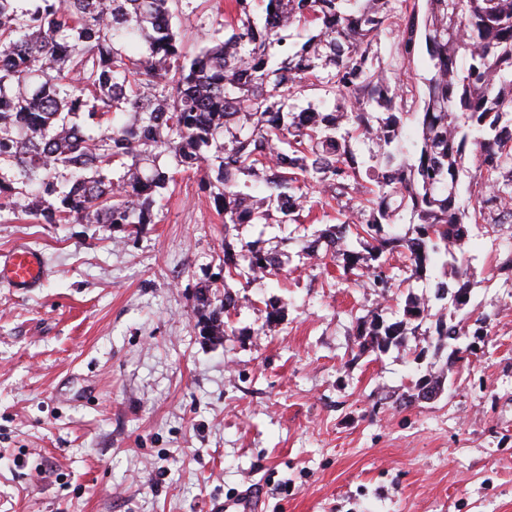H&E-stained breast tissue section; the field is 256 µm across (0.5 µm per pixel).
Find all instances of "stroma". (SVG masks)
Listing matches in <instances>:
<instances>
[{
  "instance_id": "1",
  "label": "stroma",
  "mask_w": 512,
  "mask_h": 512,
  "mask_svg": "<svg viewBox=\"0 0 512 512\" xmlns=\"http://www.w3.org/2000/svg\"><path fill=\"white\" fill-rule=\"evenodd\" d=\"M185 44L218 27L224 0H184ZM313 224L225 230L195 173H183L138 234L109 224H40L0 210V256L24 240L48 276L20 293L0 282V512H219L264 489V512H512V224H473L463 250L470 302L455 312L476 352L407 334L364 352L356 323L398 320L407 294L382 295L317 267ZM281 253L282 272L243 286L224 250ZM232 296L224 340L203 335L200 286ZM280 311L268 322L270 308ZM433 401L401 404L421 377Z\"/></svg>"
}]
</instances>
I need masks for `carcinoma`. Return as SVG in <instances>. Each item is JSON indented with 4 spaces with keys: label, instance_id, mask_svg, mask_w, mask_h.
I'll use <instances>...</instances> for the list:
<instances>
[{
    "label": "carcinoma",
    "instance_id": "carcinoma-1",
    "mask_svg": "<svg viewBox=\"0 0 512 512\" xmlns=\"http://www.w3.org/2000/svg\"><path fill=\"white\" fill-rule=\"evenodd\" d=\"M183 0H0V210L27 199L46 224L154 223L176 175L196 171L237 224L316 221L320 189L340 207L322 237L343 275L389 289L396 252L417 274L441 265L435 299L460 308L473 272L457 254L471 224H512V0H225L224 24L189 55ZM397 27L395 62L377 40ZM429 56L423 110L396 72ZM324 96L298 108L297 90ZM417 138L406 147V122ZM108 127H103L104 123ZM369 141L363 157L354 144ZM477 152V195L459 175ZM409 225L403 235L390 231ZM375 261L374 265L367 261ZM280 254L224 253V277L275 276ZM454 278V288L446 277ZM234 300L195 297L203 330L224 335ZM402 318L358 324L374 351L431 318L412 294ZM426 336L455 340L460 324Z\"/></svg>",
    "mask_w": 512,
    "mask_h": 512
}]
</instances>
